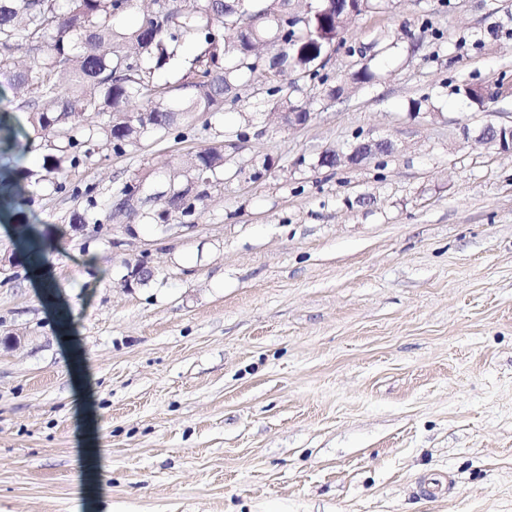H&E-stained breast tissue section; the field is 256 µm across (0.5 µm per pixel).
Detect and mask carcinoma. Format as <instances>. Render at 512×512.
I'll use <instances>...</instances> for the list:
<instances>
[{
    "mask_svg": "<svg viewBox=\"0 0 512 512\" xmlns=\"http://www.w3.org/2000/svg\"><path fill=\"white\" fill-rule=\"evenodd\" d=\"M157 8L140 26L118 31L113 20L130 0H0V70L31 94L30 123L48 139L51 153L43 169L58 175L79 158L92 159L98 150L136 148L145 131L166 130L178 116L218 112L224 97L236 90L258 66L274 82L320 76V59L342 41L351 24L336 0H320L318 10L301 11L297 0H260L252 9L242 0H156ZM192 42L200 52L183 75L173 96L155 91L152 71L160 69L169 49ZM26 47L29 64L14 68L12 51ZM457 92L476 104L496 96L485 86L463 83ZM146 98L150 107L132 108ZM87 113L101 116L94 128L82 129L74 119ZM224 144L211 145L180 159L173 170L141 178L146 188H164L168 209L158 215L167 223L190 217L199 195L189 198L194 181L220 183ZM23 195L7 173H0V208L17 216L16 233L28 263L40 264L45 238L22 210Z\"/></svg>",
    "mask_w": 512,
    "mask_h": 512,
    "instance_id": "carcinoma-1",
    "label": "carcinoma"
}]
</instances>
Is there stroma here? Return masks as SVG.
<instances>
[{"mask_svg": "<svg viewBox=\"0 0 512 512\" xmlns=\"http://www.w3.org/2000/svg\"><path fill=\"white\" fill-rule=\"evenodd\" d=\"M323 74L291 93L304 126L258 72L187 139L31 188L39 274L0 213V512H512V153L479 138L512 93L456 92L512 86V0H382ZM0 121V168L42 174L6 72ZM359 138L397 150L321 165ZM217 141L192 227L93 233L124 183ZM135 261L154 278L124 287ZM431 476L450 492L419 495ZM273 109L278 112L272 113L277 114L281 123L288 127L304 124L309 118V112L293 101L290 96L277 101L273 105ZM286 115H288V118Z\"/></svg>", "mask_w": 512, "mask_h": 512, "instance_id": "obj_1", "label": "stroma"}]
</instances>
